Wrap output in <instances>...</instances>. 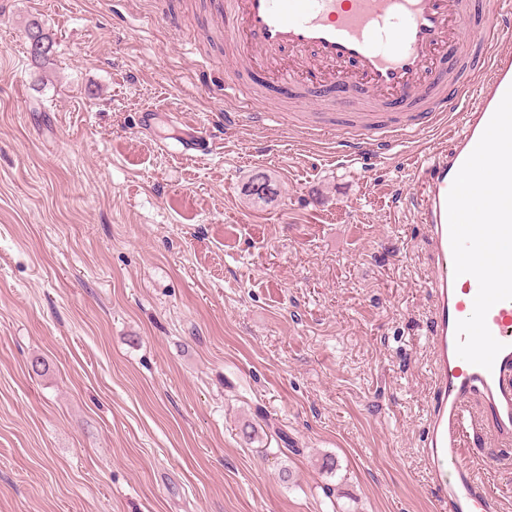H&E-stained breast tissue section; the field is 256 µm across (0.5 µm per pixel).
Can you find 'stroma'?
<instances>
[{
    "mask_svg": "<svg viewBox=\"0 0 512 512\" xmlns=\"http://www.w3.org/2000/svg\"><path fill=\"white\" fill-rule=\"evenodd\" d=\"M222 27L213 0H0V512H440L416 149L345 164L246 112L163 153L224 105ZM461 454L512 512V443Z\"/></svg>",
    "mask_w": 512,
    "mask_h": 512,
    "instance_id": "stroma-1",
    "label": "stroma"
}]
</instances>
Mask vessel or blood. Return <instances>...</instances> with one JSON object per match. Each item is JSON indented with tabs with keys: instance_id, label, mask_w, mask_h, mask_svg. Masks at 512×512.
Returning <instances> with one entry per match:
<instances>
[{
	"instance_id": "vessel-or-blood-1",
	"label": "vessel or blood",
	"mask_w": 512,
	"mask_h": 512,
	"mask_svg": "<svg viewBox=\"0 0 512 512\" xmlns=\"http://www.w3.org/2000/svg\"><path fill=\"white\" fill-rule=\"evenodd\" d=\"M233 67L224 74V120L183 114L181 158L212 155L224 127L244 110L277 119L272 104L241 102L242 77H260L284 95L310 105L332 104L335 128L311 125V142L335 135L348 157L360 160L421 133L447 127L448 151L416 155L421 191L410 201L431 240L433 270L426 283L435 295L431 370L436 388L423 453L443 512H499L500 501L459 454L470 432L512 441V300L496 303L487 326L503 348L492 369L456 351L458 321L470 317L479 285L455 276L447 198L453 180L512 87V0H492L503 18L470 27L472 0H215ZM479 398L481 410L468 402Z\"/></svg>"
}]
</instances>
